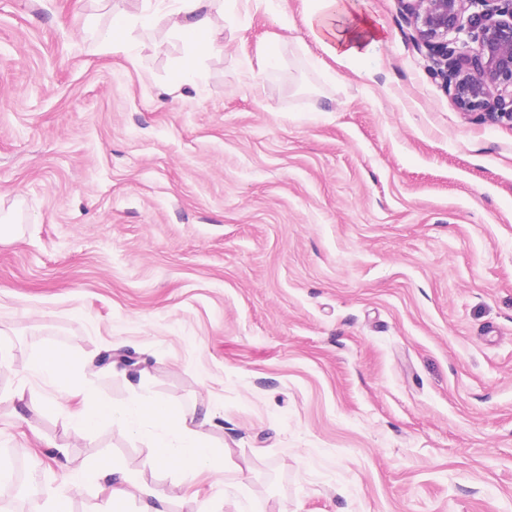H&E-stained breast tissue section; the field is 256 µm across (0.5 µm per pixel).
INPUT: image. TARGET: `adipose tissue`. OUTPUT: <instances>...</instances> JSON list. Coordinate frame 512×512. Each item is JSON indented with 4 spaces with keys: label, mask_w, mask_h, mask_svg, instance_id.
Here are the masks:
<instances>
[{
    "label": "adipose tissue",
    "mask_w": 512,
    "mask_h": 512,
    "mask_svg": "<svg viewBox=\"0 0 512 512\" xmlns=\"http://www.w3.org/2000/svg\"><path fill=\"white\" fill-rule=\"evenodd\" d=\"M314 8L303 17L313 41L336 61L359 67L362 75L374 77L373 63L383 42L384 23L369 13L364 0H314ZM224 0H175L163 13L146 9L137 14H121L114 18L110 30L100 35L102 44L121 50V36L130 27H151L163 18L169 30L188 45V55L175 72L178 83H191L195 60L215 46L213 11L223 9ZM31 373L52 382L59 390L55 409H63V396L72 386L69 364L57 347L42 349L29 363ZM77 429L90 434L104 422H112L134 431L152 450L154 467L174 470L190 477L202 469L223 475L225 468L202 434L194 416L174 412L170 405L148 394L137 395L124 409L118 410L92 388H84L83 404L72 416ZM98 477L107 479L108 496L101 512H121L125 502L139 498V512H164L166 498L150 490L134 494L125 471L114 461L101 460L96 467Z\"/></svg>",
    "instance_id": "ef3b65f1"
}]
</instances>
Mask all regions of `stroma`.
<instances>
[{"mask_svg":"<svg viewBox=\"0 0 512 512\" xmlns=\"http://www.w3.org/2000/svg\"><path fill=\"white\" fill-rule=\"evenodd\" d=\"M373 79L275 0L214 18L176 85L143 0H0V463L46 512L114 459L167 512H512V125L459 112L398 0ZM278 55L267 70V52ZM66 351L114 407L205 419L229 467L184 480L134 432L76 431L27 371ZM24 388L23 399L14 392ZM68 455L56 457V447ZM158 16L157 11L149 9L143 10L135 15L127 13L121 14L113 18L112 29L104 31L100 34V41L105 46H112V51H119L123 47V42L119 38L124 31L132 26L141 28L151 27Z\"/></svg>","mask_w":512,"mask_h":512,"instance_id":"obj_1","label":"stroma"}]
</instances>
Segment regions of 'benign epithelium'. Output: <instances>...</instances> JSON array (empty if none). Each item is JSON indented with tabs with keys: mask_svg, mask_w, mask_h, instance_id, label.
Wrapping results in <instances>:
<instances>
[{
	"mask_svg": "<svg viewBox=\"0 0 512 512\" xmlns=\"http://www.w3.org/2000/svg\"><path fill=\"white\" fill-rule=\"evenodd\" d=\"M401 2L457 109L512 125V0Z\"/></svg>",
	"mask_w": 512,
	"mask_h": 512,
	"instance_id": "benign-epithelium-1",
	"label": "benign epithelium"
}]
</instances>
